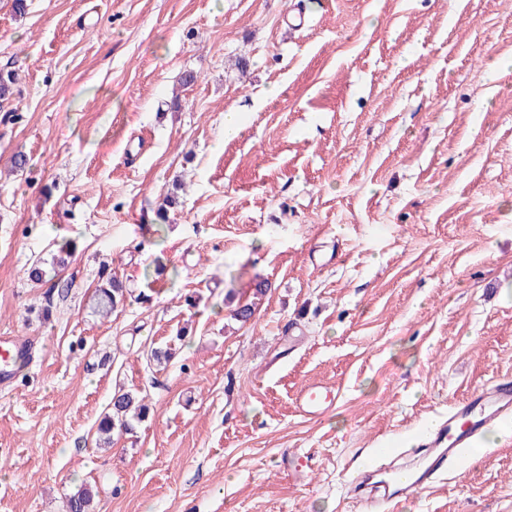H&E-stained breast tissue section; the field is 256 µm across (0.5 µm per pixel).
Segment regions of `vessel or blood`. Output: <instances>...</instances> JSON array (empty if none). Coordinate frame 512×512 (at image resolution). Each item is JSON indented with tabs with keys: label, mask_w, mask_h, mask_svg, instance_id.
<instances>
[{
	"label": "vessel or blood",
	"mask_w": 512,
	"mask_h": 512,
	"mask_svg": "<svg viewBox=\"0 0 512 512\" xmlns=\"http://www.w3.org/2000/svg\"><path fill=\"white\" fill-rule=\"evenodd\" d=\"M31 353V341L0 336V388L14 383ZM334 401L333 392L320 385L304 388L296 399L299 411L311 418L323 415ZM510 421L512 380L504 378L449 404L446 418L428 428L414 448L417 462L408 481L380 480L371 470L348 482L347 496L361 512H384L386 506L428 488L440 474L459 470L468 450L485 430Z\"/></svg>",
	"instance_id": "1"
}]
</instances>
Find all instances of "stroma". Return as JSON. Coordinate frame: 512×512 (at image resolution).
Segmentation results:
<instances>
[{"mask_svg": "<svg viewBox=\"0 0 512 512\" xmlns=\"http://www.w3.org/2000/svg\"><path fill=\"white\" fill-rule=\"evenodd\" d=\"M1 69L0 335L39 347L0 512H351L373 449L512 378V0H0ZM120 389L149 414L97 447ZM395 512H512V435ZM94 301V312L107 316L118 306L124 304L126 301L125 289L117 280L111 278L105 285L102 284L96 289ZM334 393L320 385L308 386L300 391L296 399L297 408L304 415L316 418L333 405Z\"/></svg>", "mask_w": 512, "mask_h": 512, "instance_id": "35a3bbf8", "label": "stroma"}]
</instances>
